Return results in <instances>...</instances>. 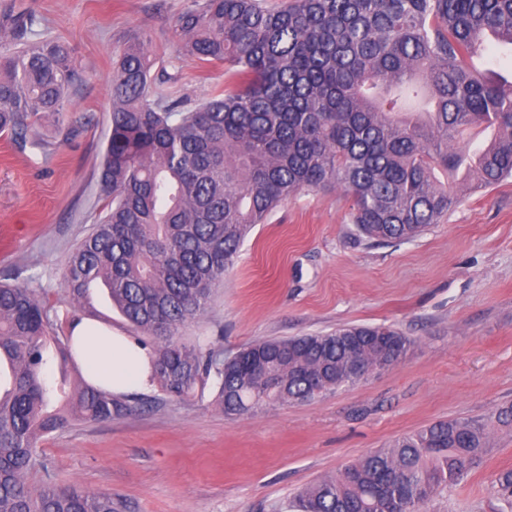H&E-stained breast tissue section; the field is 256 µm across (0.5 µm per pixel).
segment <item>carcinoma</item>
<instances>
[{"label": "carcinoma", "mask_w": 512, "mask_h": 512, "mask_svg": "<svg viewBox=\"0 0 512 512\" xmlns=\"http://www.w3.org/2000/svg\"><path fill=\"white\" fill-rule=\"evenodd\" d=\"M34 22L24 10L0 17V133L20 143L60 120L80 78L69 46L33 37ZM172 33L183 56L224 66V91L194 107L155 92L152 38L128 37L113 65L104 215L66 258L67 297L90 306L102 289L140 344L154 340L160 391L190 400L213 376L227 416L338 389L353 359L374 371L401 362L412 341L391 327L257 341L225 359L178 335L253 226L301 192L344 190L358 232L391 243L512 178V80L472 67L487 40L512 47V0H188ZM476 126L494 130L490 143L457 150ZM56 321L37 289L0 282V512H122L48 473L26 482L43 436L129 412L108 391L47 378L51 355L72 356ZM259 356L272 385L254 376ZM489 451L478 421H439L305 489L299 512H423ZM496 492L512 512V470Z\"/></svg>", "instance_id": "1"}]
</instances>
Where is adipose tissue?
<instances>
[{"label": "adipose tissue", "mask_w": 512, "mask_h": 512, "mask_svg": "<svg viewBox=\"0 0 512 512\" xmlns=\"http://www.w3.org/2000/svg\"><path fill=\"white\" fill-rule=\"evenodd\" d=\"M74 358L90 384L124 394L152 386V353L133 336L94 319H79L70 329Z\"/></svg>", "instance_id": "ef3b65f1"}]
</instances>
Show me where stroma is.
Wrapping results in <instances>:
<instances>
[{
    "label": "stroma",
    "mask_w": 512,
    "mask_h": 512,
    "mask_svg": "<svg viewBox=\"0 0 512 512\" xmlns=\"http://www.w3.org/2000/svg\"><path fill=\"white\" fill-rule=\"evenodd\" d=\"M36 31L72 49L81 79L59 123L18 146L0 133V279L32 284L68 336L88 310L63 290L64 257L104 204L112 60L147 29L157 92L197 105L224 69L182 56L171 23L187 0H12ZM390 326L413 345L399 364L303 403L225 416L216 390L189 402L158 388L130 410L43 437L57 484L111 495L126 512H291L295 497L359 457L440 420L486 424L491 450L431 512H500L493 482L512 469V179L466 194L441 223L400 243L359 238L342 191L305 192L241 246L206 314L182 328L223 357L263 339Z\"/></svg>",
    "instance_id": "obj_1"
}]
</instances>
